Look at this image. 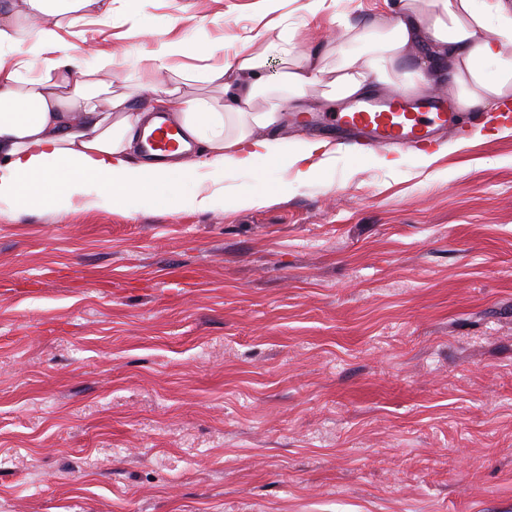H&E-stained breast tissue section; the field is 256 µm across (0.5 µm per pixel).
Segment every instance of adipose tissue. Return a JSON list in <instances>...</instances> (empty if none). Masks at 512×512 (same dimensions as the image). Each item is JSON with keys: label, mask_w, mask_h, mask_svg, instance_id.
Instances as JSON below:
<instances>
[{"label": "adipose tissue", "mask_w": 512, "mask_h": 512, "mask_svg": "<svg viewBox=\"0 0 512 512\" xmlns=\"http://www.w3.org/2000/svg\"><path fill=\"white\" fill-rule=\"evenodd\" d=\"M91 17L110 23L112 0H0L1 204L45 210L80 197L132 214L163 197L172 210L202 211L216 200L199 188L205 169L270 179L290 169L299 182L323 175L325 141L302 138L280 150L275 111L258 105L269 87L268 59L253 46L269 39L268 29L253 31L222 65L185 70L177 61L193 44L170 38L175 18L129 14L155 47L118 59L63 45L61 29ZM342 25L351 50L335 68L321 66L313 52L288 53L280 82L289 99L332 102L380 84L417 93L446 80L457 88L461 112L512 99V0H395L390 16ZM126 67L133 74L115 89ZM189 80L216 85L220 94L198 98L183 90ZM146 90L186 139L205 146L204 159L134 160L141 133L157 123L139 104Z\"/></svg>", "instance_id": "adipose-tissue-1"}]
</instances>
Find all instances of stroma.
I'll use <instances>...</instances> for the list:
<instances>
[{
    "label": "stroma",
    "mask_w": 512,
    "mask_h": 512,
    "mask_svg": "<svg viewBox=\"0 0 512 512\" xmlns=\"http://www.w3.org/2000/svg\"><path fill=\"white\" fill-rule=\"evenodd\" d=\"M306 0H112L68 44L222 62L253 29L347 39ZM343 103L280 111L285 146ZM430 166L334 150L264 205L0 204V512H512V132Z\"/></svg>",
    "instance_id": "stroma-1"
}]
</instances>
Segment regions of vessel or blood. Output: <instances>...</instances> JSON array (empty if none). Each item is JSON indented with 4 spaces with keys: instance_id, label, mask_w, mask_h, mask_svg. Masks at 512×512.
<instances>
[{
    "instance_id": "obj_1",
    "label": "vessel or blood",
    "mask_w": 512,
    "mask_h": 512,
    "mask_svg": "<svg viewBox=\"0 0 512 512\" xmlns=\"http://www.w3.org/2000/svg\"><path fill=\"white\" fill-rule=\"evenodd\" d=\"M463 125L462 113L451 111L446 98L437 93L414 101L402 92L393 91L336 115L337 143L343 148H416L433 142L439 133L447 129L454 134H462ZM178 147L173 130L164 123L147 136L144 145L145 150L164 154Z\"/></svg>"
}]
</instances>
